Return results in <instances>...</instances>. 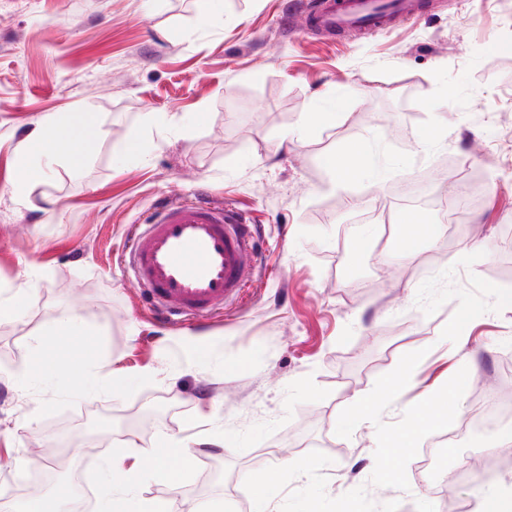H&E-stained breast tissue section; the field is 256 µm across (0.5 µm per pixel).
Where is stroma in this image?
<instances>
[{
  "instance_id": "1",
  "label": "stroma",
  "mask_w": 512,
  "mask_h": 512,
  "mask_svg": "<svg viewBox=\"0 0 512 512\" xmlns=\"http://www.w3.org/2000/svg\"><path fill=\"white\" fill-rule=\"evenodd\" d=\"M288 3L221 0L205 25L201 0H0V497L22 501L49 434L94 417L97 449L77 454L92 484L112 456L172 452L165 475L134 473L119 512H256L275 466L271 512H435L420 454L476 393H512V0H422L354 37L284 28ZM78 104L93 128L50 146L16 204L34 122ZM414 177L435 198L483 194L437 238L438 209L393 202ZM200 183L262 224L270 260L207 334L150 319L122 264L153 208ZM65 310L82 321L60 336ZM74 358L120 369V386L75 385ZM454 464L512 483L484 436Z\"/></svg>"
}]
</instances>
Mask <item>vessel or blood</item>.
I'll list each match as a JSON object with an SVG mask.
<instances>
[{"label":"vessel or blood","instance_id":"b4317fda","mask_svg":"<svg viewBox=\"0 0 512 512\" xmlns=\"http://www.w3.org/2000/svg\"><path fill=\"white\" fill-rule=\"evenodd\" d=\"M417 0H303L301 27L362 35L411 19ZM261 233L244 210L216 202L204 189L189 201H165L138 235L127 270L162 324L211 328L212 313L242 299L262 259Z\"/></svg>","mask_w":512,"mask_h":512}]
</instances>
